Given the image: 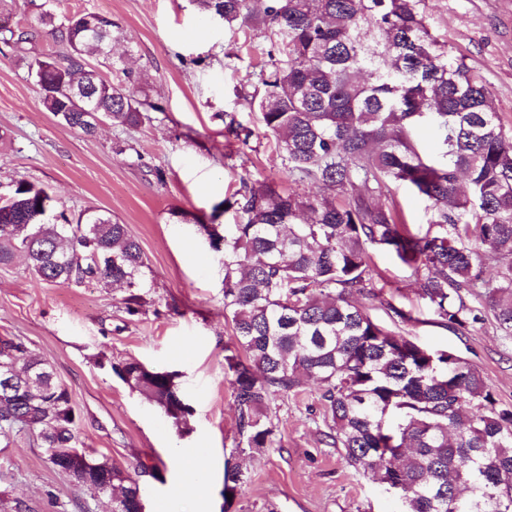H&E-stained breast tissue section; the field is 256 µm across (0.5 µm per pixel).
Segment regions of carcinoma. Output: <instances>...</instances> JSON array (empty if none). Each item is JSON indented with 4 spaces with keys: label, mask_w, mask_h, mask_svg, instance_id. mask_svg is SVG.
<instances>
[{
    "label": "carcinoma",
    "mask_w": 512,
    "mask_h": 512,
    "mask_svg": "<svg viewBox=\"0 0 512 512\" xmlns=\"http://www.w3.org/2000/svg\"><path fill=\"white\" fill-rule=\"evenodd\" d=\"M0 0V39L20 52L44 27L61 50L39 53L29 73L59 123L93 136V120L137 127L161 107L140 77L121 69L114 82L87 68L111 66L113 28L98 13L55 23L42 11L27 24ZM231 32L248 29L269 43L258 85L243 95L273 139L288 174L320 191L283 193L242 184L239 222L219 234L224 250V318L233 329L226 356L250 448L271 444L262 411L277 393L316 382L329 444L356 473L400 492L407 512H512V406L502 405L475 365L375 323L363 295L406 322L409 317L368 289V247L410 268L418 296L438 324L465 331L482 320L462 292L483 289L485 308L512 337V139L502 130L485 85L426 27L424 0H196ZM429 126L440 154L429 159L416 133ZM403 184L424 198L433 234H414L382 199ZM54 198L20 179L0 198V265L17 255L47 283L120 285L137 315L146 263L127 225L86 210L50 221ZM505 264L483 276L477 246ZM21 374L36 373L37 392L0 396V447L27 432L41 448L77 451L79 416L49 364L24 341L0 338ZM112 372L175 424L190 406L167 371L125 361ZM116 512H137L139 480L105 457Z\"/></svg>",
    "instance_id": "carcinoma-1"
}]
</instances>
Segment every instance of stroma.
I'll return each mask as SVG.
<instances>
[{
	"mask_svg": "<svg viewBox=\"0 0 512 512\" xmlns=\"http://www.w3.org/2000/svg\"><path fill=\"white\" fill-rule=\"evenodd\" d=\"M33 10L56 17L81 11L110 16L119 30L113 56L140 74L159 104L150 122L126 128L103 124L84 136L60 125L41 103L29 57L0 43V192L25 179L49 187L58 210L110 211L126 224L146 257L142 313L129 315L121 288L62 286L33 278L23 258L0 265V337H18L47 361L80 416L83 448L134 469L146 512L159 501L170 512H404L399 493L355 473L325 442L318 386L271 397V447L246 445L239 431L232 373L225 356L232 327L224 319V254L209 245L200 223L236 221L225 202L241 181L276 183L312 194L294 181L242 95L252 90L266 42L251 31L230 33L194 0H34ZM429 31L449 59L464 63L486 85L503 131L512 137V0H425ZM251 129L229 132V121ZM368 288L409 313L401 323L384 307L371 317L414 342L450 350L477 366L500 403L512 405V339L500 331L477 294L469 305L483 319L459 332L430 323L409 268L375 249ZM136 360L175 373L192 409L176 427L111 371ZM203 452L209 471L203 492L175 495L182 478L176 449ZM242 480L224 498V470ZM0 494L28 512H107L106 500L53 469L29 434L0 447Z\"/></svg>",
	"mask_w": 512,
	"mask_h": 512,
	"instance_id": "stroma-1",
	"label": "stroma"
}]
</instances>
